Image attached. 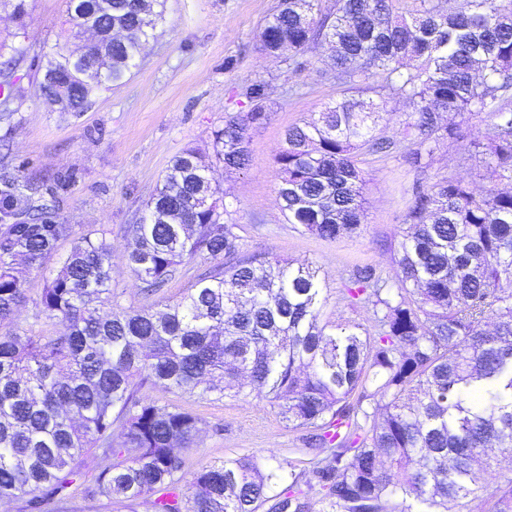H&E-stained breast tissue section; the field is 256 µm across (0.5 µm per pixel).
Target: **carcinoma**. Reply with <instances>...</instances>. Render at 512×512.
Returning <instances> with one entry per match:
<instances>
[{
	"instance_id": "obj_1",
	"label": "carcinoma",
	"mask_w": 512,
	"mask_h": 512,
	"mask_svg": "<svg viewBox=\"0 0 512 512\" xmlns=\"http://www.w3.org/2000/svg\"><path fill=\"white\" fill-rule=\"evenodd\" d=\"M288 0L260 32L265 54L295 60L323 39L339 84L377 76L413 106L398 139L376 135L380 105L345 96L289 128L275 162L288 223L323 239L365 219L359 153L399 155L426 169L439 143L463 141L491 185L462 176L413 190L389 269L357 267L340 300L370 328L323 319L321 268L278 257L238 258L236 224L193 148L175 156L138 219L125 267L152 295L196 263L207 269L177 296L123 303L106 231L55 220L40 186L0 171V324L26 302L17 265L42 268L55 243L69 252L45 277L28 328L0 336V502L66 512L77 489L137 512H448L482 497L481 512H512V474L493 487L475 468L489 450L512 456V0ZM70 35L90 24L110 74L85 70L99 47L45 54L39 95L80 112L121 83L155 38L166 0H65ZM24 27L26 0H0ZM253 107L224 118L213 151L224 171L248 161L249 130L269 120L262 86ZM484 114L483 139L465 140L445 115ZM58 320L64 330L37 329ZM200 401L250 396L311 433L313 466L273 494L282 467L239 454L184 471L203 420L144 388ZM98 459L82 472L83 457Z\"/></svg>"
}]
</instances>
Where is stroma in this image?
Listing matches in <instances>:
<instances>
[{"instance_id": "35a3bbf8", "label": "stroma", "mask_w": 512, "mask_h": 512, "mask_svg": "<svg viewBox=\"0 0 512 512\" xmlns=\"http://www.w3.org/2000/svg\"><path fill=\"white\" fill-rule=\"evenodd\" d=\"M279 0H167L159 34L143 50L122 84L92 95L82 112L61 110L39 98L37 83L44 55L60 41L64 0H27L24 36L0 17V41L16 49L10 68L12 93L0 88V167L21 171L42 185L55 202L59 222L83 230H109L113 285L125 304L141 305V284L125 269L124 235L184 149H197L213 161L211 133L228 115L248 112L246 91L264 87L270 119L249 131L245 169L215 168L236 225L238 256H278L322 266L330 302L325 316L366 323L359 308L337 304L346 271L386 267L397 249L412 188L422 176L468 177L474 191L487 182L479 163L463 161L459 143L448 141L434 152L427 172L399 157L363 155L366 217L356 233L322 239L287 223L276 200L275 154L285 130L303 123L341 98L333 71L297 70L288 59H269L260 49V32ZM379 78L363 82L358 100H386L380 135L396 138L411 106L379 87ZM180 404L203 419L196 446L183 454L184 469L251 452L282 469L284 481L306 466V432L287 425L270 407L251 397H227L211 404L179 396Z\"/></svg>"}]
</instances>
